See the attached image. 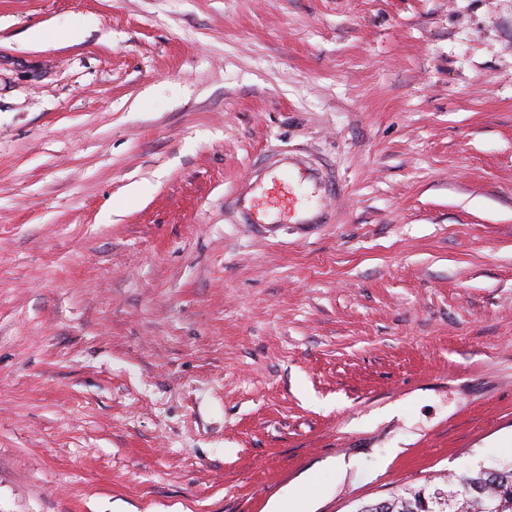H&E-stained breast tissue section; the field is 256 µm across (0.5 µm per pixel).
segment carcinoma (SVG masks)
<instances>
[{"instance_id": "obj_1", "label": "carcinoma", "mask_w": 512, "mask_h": 512, "mask_svg": "<svg viewBox=\"0 0 512 512\" xmlns=\"http://www.w3.org/2000/svg\"><path fill=\"white\" fill-rule=\"evenodd\" d=\"M360 512H512V461L457 474L445 490L405 487Z\"/></svg>"}]
</instances>
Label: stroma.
I'll list each match as a JSON object with an SVG mask.
<instances>
[{
  "instance_id": "obj_1",
  "label": "stroma",
  "mask_w": 512,
  "mask_h": 512,
  "mask_svg": "<svg viewBox=\"0 0 512 512\" xmlns=\"http://www.w3.org/2000/svg\"><path fill=\"white\" fill-rule=\"evenodd\" d=\"M285 148L332 223H236ZM494 459L512 0H0V512H267L309 472L357 512Z\"/></svg>"
}]
</instances>
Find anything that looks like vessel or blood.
<instances>
[{"instance_id": "b4317fda", "label": "vessel or blood", "mask_w": 512, "mask_h": 512, "mask_svg": "<svg viewBox=\"0 0 512 512\" xmlns=\"http://www.w3.org/2000/svg\"><path fill=\"white\" fill-rule=\"evenodd\" d=\"M294 181L306 186L313 204L285 207L271 200L274 186ZM340 190V181L332 171L316 166L302 154L282 149L268 163L249 171L232 195L231 209L241 224H325L329 212L321 200Z\"/></svg>"}]
</instances>
